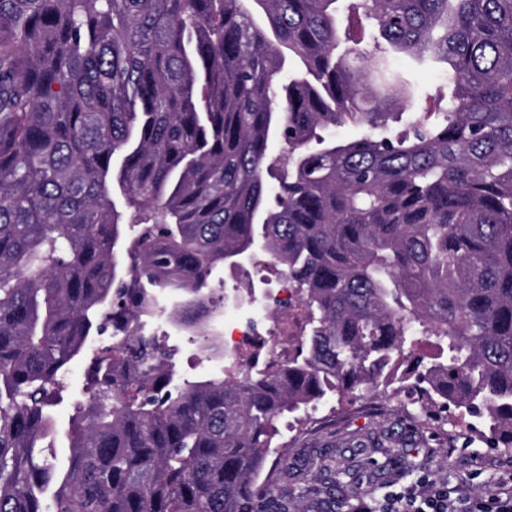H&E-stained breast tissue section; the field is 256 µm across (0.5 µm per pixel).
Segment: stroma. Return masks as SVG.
<instances>
[{"label": "stroma", "mask_w": 512, "mask_h": 512, "mask_svg": "<svg viewBox=\"0 0 512 512\" xmlns=\"http://www.w3.org/2000/svg\"><path fill=\"white\" fill-rule=\"evenodd\" d=\"M390 62L422 92L448 80L441 62L398 55ZM155 330L167 345L177 347L174 363L183 377L198 379L220 373L222 361L205 358L187 336L171 332L163 323L156 324ZM417 411L416 401L405 396L395 399L381 395L372 400L347 397L343 402L320 406L312 416L290 426L276 420L269 458L288 461L281 493L302 492L305 512H323L319 492V465L323 462L336 471L358 476L355 490L339 512H356L364 500L382 503L388 491L412 484L424 474L437 482L465 487L473 494L480 490L488 494L512 482V451L468 442L472 417L433 419L422 429L409 424V415ZM392 434L409 443L402 466L393 470L385 467L386 456L377 446Z\"/></svg>", "instance_id": "stroma-1"}]
</instances>
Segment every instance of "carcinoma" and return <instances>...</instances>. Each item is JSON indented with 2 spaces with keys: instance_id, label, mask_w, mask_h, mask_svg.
<instances>
[{
  "instance_id": "1",
  "label": "carcinoma",
  "mask_w": 512,
  "mask_h": 512,
  "mask_svg": "<svg viewBox=\"0 0 512 512\" xmlns=\"http://www.w3.org/2000/svg\"><path fill=\"white\" fill-rule=\"evenodd\" d=\"M258 250L301 302L275 373L209 288ZM165 315L224 371L178 382ZM382 387L512 450V0H0V512H303L275 420ZM390 62L395 69L404 71L421 92L430 91L448 80L446 65L442 62L398 55L392 56ZM85 361L78 360L71 367L68 380V390L64 393V401L55 408V415L61 423H67L73 413L74 403L83 392L85 383Z\"/></svg>"
}]
</instances>
